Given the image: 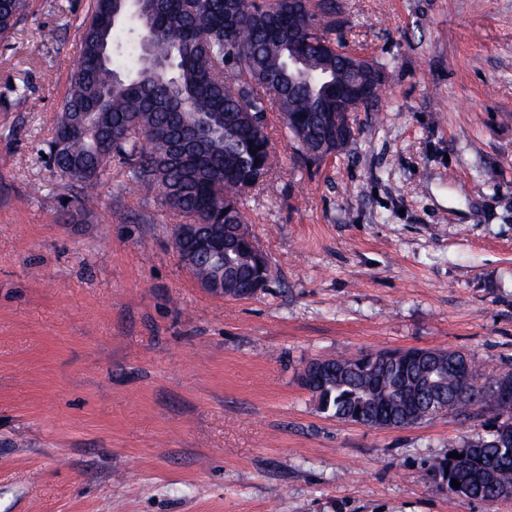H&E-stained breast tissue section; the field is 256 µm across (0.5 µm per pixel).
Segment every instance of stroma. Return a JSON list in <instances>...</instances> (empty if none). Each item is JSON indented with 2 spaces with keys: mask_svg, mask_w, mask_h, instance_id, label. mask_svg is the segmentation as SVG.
Returning <instances> with one entry per match:
<instances>
[{
  "mask_svg": "<svg viewBox=\"0 0 512 512\" xmlns=\"http://www.w3.org/2000/svg\"><path fill=\"white\" fill-rule=\"evenodd\" d=\"M336 3L386 87L316 165L269 113L249 299L199 286L124 168L84 210L48 160L90 0L0 40V512H512L428 477L481 422H341L299 380L396 348L512 365V0Z\"/></svg>",
  "mask_w": 512,
  "mask_h": 512,
  "instance_id": "stroma-1",
  "label": "stroma"
}]
</instances>
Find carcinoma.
Wrapping results in <instances>:
<instances>
[{
	"instance_id": "1",
	"label": "carcinoma",
	"mask_w": 512,
	"mask_h": 512,
	"mask_svg": "<svg viewBox=\"0 0 512 512\" xmlns=\"http://www.w3.org/2000/svg\"><path fill=\"white\" fill-rule=\"evenodd\" d=\"M298 20L288 0H157L136 10L130 0H91L79 26L78 58L58 114L50 158L79 189L84 205L109 180V164L127 180L157 191L161 206L189 218L174 233L199 281L231 278L243 294L271 270L252 259L255 240L242 200L275 164L266 133L276 103L299 158L316 164L336 153L345 116L322 98L325 81L350 62L336 53V0H306ZM28 0H0V39L26 15ZM132 21L136 73L123 78L115 30ZM304 56L308 77L289 83V46ZM361 351L334 360L310 382L320 412L368 425L411 428L444 414L463 420L489 413V429L456 447L430 478L453 495L495 504L512 498V370L488 385L460 351L433 360L417 349ZM460 487L451 485V479Z\"/></svg>"
}]
</instances>
